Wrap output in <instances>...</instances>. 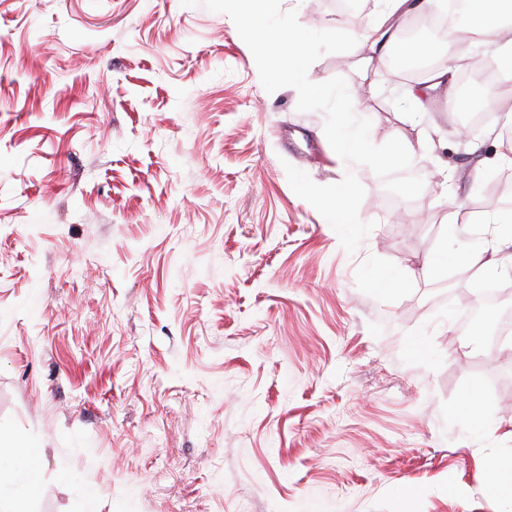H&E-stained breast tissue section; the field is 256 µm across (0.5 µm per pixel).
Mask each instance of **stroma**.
<instances>
[{"instance_id": "stroma-1", "label": "stroma", "mask_w": 512, "mask_h": 512, "mask_svg": "<svg viewBox=\"0 0 512 512\" xmlns=\"http://www.w3.org/2000/svg\"><path fill=\"white\" fill-rule=\"evenodd\" d=\"M367 48L308 77L416 146L395 210L227 15L0 0V512H512V345L445 299L469 252L512 275V204L475 189L507 137L399 106Z\"/></svg>"}]
</instances>
